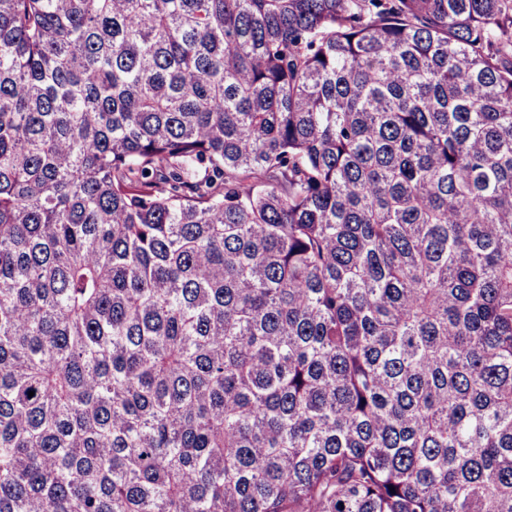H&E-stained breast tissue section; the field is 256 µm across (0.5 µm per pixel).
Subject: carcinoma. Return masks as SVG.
I'll list each match as a JSON object with an SVG mask.
<instances>
[{
	"instance_id": "1",
	"label": "carcinoma",
	"mask_w": 512,
	"mask_h": 512,
	"mask_svg": "<svg viewBox=\"0 0 512 512\" xmlns=\"http://www.w3.org/2000/svg\"><path fill=\"white\" fill-rule=\"evenodd\" d=\"M0 512H512V0H0Z\"/></svg>"
}]
</instances>
